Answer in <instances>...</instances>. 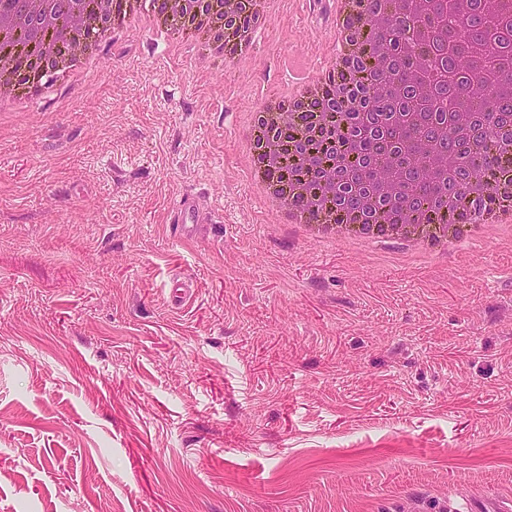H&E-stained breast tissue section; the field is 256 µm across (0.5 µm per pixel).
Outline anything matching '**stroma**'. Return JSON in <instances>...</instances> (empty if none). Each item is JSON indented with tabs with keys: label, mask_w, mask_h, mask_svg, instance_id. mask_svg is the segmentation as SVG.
<instances>
[{
	"label": "stroma",
	"mask_w": 512,
	"mask_h": 512,
	"mask_svg": "<svg viewBox=\"0 0 512 512\" xmlns=\"http://www.w3.org/2000/svg\"><path fill=\"white\" fill-rule=\"evenodd\" d=\"M194 61L115 32L0 119V512H453L512 502V240L303 238L246 177L333 0ZM211 221L184 241L167 208ZM193 294L173 305L170 282ZM95 56H96V54L93 53V51L86 52V49H85L82 54V57H80L79 59L76 60V61H78V60L79 61L77 64H75V66H76L75 69H73L75 74L82 76L84 73L89 72L95 63V60H96ZM71 59L72 58L70 57V52L68 50H66V51L63 50V53L59 55L56 71L66 72V71L70 70V68H72V66L76 62L75 61L74 63L70 64ZM65 65H67V66H65Z\"/></svg>",
	"instance_id": "35a3bbf8"
}]
</instances>
